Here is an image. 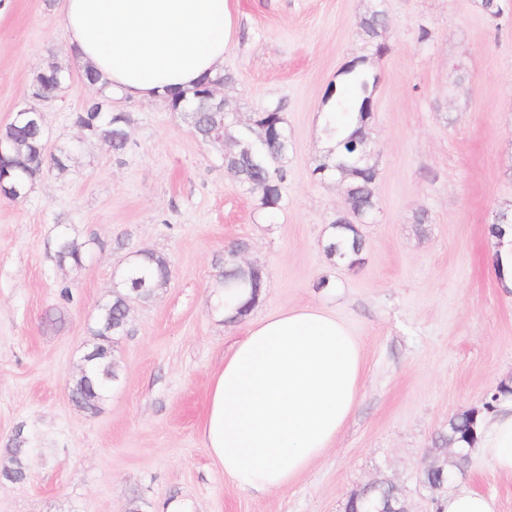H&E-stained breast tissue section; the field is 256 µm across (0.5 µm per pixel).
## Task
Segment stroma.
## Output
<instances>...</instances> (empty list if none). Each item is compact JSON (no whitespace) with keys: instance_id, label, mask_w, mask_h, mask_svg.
I'll return each mask as SVG.
<instances>
[{"instance_id":"obj_1","label":"stroma","mask_w":512,"mask_h":512,"mask_svg":"<svg viewBox=\"0 0 512 512\" xmlns=\"http://www.w3.org/2000/svg\"><path fill=\"white\" fill-rule=\"evenodd\" d=\"M64 0H0V127L29 101L52 61L70 76L42 111L49 153L72 149L30 195L0 197V466L13 440L30 450L25 483L0 481V512H345L379 481L409 512H438L422 479L448 422L512 382V294L493 268L489 227L512 204V0L500 17L478 0H385L389 46L370 57L371 141L379 153L378 210L361 225L363 262L325 256L324 230L345 208L343 186L317 178L318 120L329 86L364 54L356 32L371 0H230L222 95L245 120L284 103L290 148L283 206L269 215L165 105L116 97L129 113L120 156L81 137L71 115L90 91L67 62L54 23ZM428 39H420V30ZM430 221L414 223L416 210ZM85 253L59 265V236ZM266 268L261 318L312 305L358 340L364 381L333 448L288 488L239 491L210 458L199 426L213 372L244 336L217 286L228 247ZM141 249L165 255L168 284L131 306L116 356L123 378L97 413L69 386L93 340L113 274ZM70 288L63 300L61 288ZM454 487L512 512V479L470 460Z\"/></svg>"}]
</instances>
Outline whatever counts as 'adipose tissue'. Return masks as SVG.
Wrapping results in <instances>:
<instances>
[{"instance_id": "1", "label": "adipose tissue", "mask_w": 512, "mask_h": 512, "mask_svg": "<svg viewBox=\"0 0 512 512\" xmlns=\"http://www.w3.org/2000/svg\"><path fill=\"white\" fill-rule=\"evenodd\" d=\"M229 0H64L71 58L117 97L168 103L224 71ZM359 342L315 306L251 321L212 378L200 438L239 489L287 488L319 460L360 393ZM475 457L512 478V399L482 418Z\"/></svg>"}]
</instances>
